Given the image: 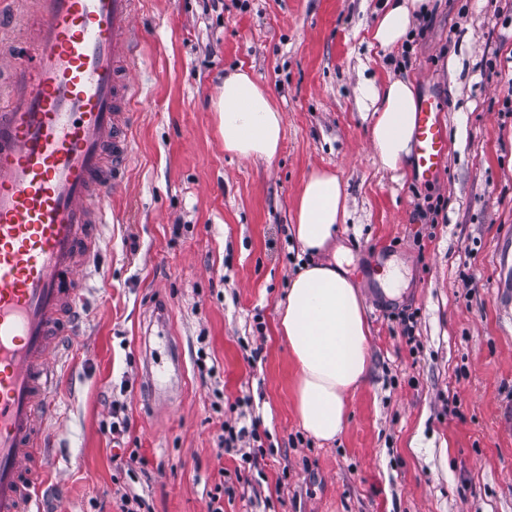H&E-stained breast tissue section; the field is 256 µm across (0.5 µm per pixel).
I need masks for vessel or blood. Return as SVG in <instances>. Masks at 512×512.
Masks as SVG:
<instances>
[{
	"instance_id": "vessel-or-blood-1",
	"label": "vessel or blood",
	"mask_w": 512,
	"mask_h": 512,
	"mask_svg": "<svg viewBox=\"0 0 512 512\" xmlns=\"http://www.w3.org/2000/svg\"><path fill=\"white\" fill-rule=\"evenodd\" d=\"M135 2L38 0L27 54L0 52L13 81L0 97V512H40L33 451L51 416L60 332L130 155ZM438 112L434 97L420 100L413 174L424 183L448 160Z\"/></svg>"
}]
</instances>
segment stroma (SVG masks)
Here are the masks:
<instances>
[{
    "instance_id": "stroma-1",
    "label": "stroma",
    "mask_w": 512,
    "mask_h": 512,
    "mask_svg": "<svg viewBox=\"0 0 512 512\" xmlns=\"http://www.w3.org/2000/svg\"><path fill=\"white\" fill-rule=\"evenodd\" d=\"M382 5L138 0L131 153L83 270L84 322L39 461L45 512H120L123 494L149 512H207L217 487L224 512H512V305L495 288L512 273V0H430L425 31L385 54L371 44ZM35 9L0 0L12 51ZM237 69L282 111L273 160L224 150L214 103ZM365 73L438 101L448 166L434 181L410 159L380 167L357 104ZM317 168L347 195L338 237L369 327L368 379L329 443L298 422L276 332L303 264L296 198ZM255 417L253 467L217 436Z\"/></svg>"
}]
</instances>
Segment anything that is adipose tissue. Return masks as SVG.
Returning <instances> with one entry per match:
<instances>
[{
  "instance_id": "adipose-tissue-1",
  "label": "adipose tissue",
  "mask_w": 512,
  "mask_h": 512,
  "mask_svg": "<svg viewBox=\"0 0 512 512\" xmlns=\"http://www.w3.org/2000/svg\"><path fill=\"white\" fill-rule=\"evenodd\" d=\"M427 0H385L371 33L373 44L389 50L402 42ZM362 111L371 115L370 139L381 167L399 170L410 156L417 100L403 79L363 77L358 86ZM227 153L272 160L282 146L284 122L265 88L247 72L224 77L215 105ZM347 217V198L336 173L312 171L296 199L291 231L311 257L288 284L278 304L277 334L297 368L295 409L306 434L319 442L340 436L349 422L346 395L368 372L365 305L347 277L322 256Z\"/></svg>"
}]
</instances>
